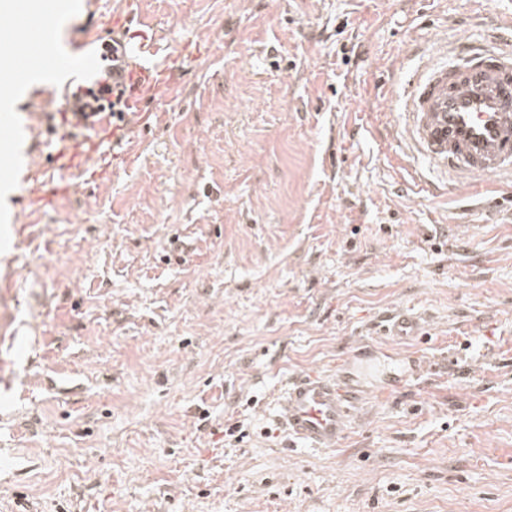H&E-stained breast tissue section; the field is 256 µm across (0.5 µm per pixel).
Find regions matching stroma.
I'll use <instances>...</instances> for the list:
<instances>
[{
	"instance_id": "stroma-1",
	"label": "stroma",
	"mask_w": 512,
	"mask_h": 512,
	"mask_svg": "<svg viewBox=\"0 0 512 512\" xmlns=\"http://www.w3.org/2000/svg\"><path fill=\"white\" fill-rule=\"evenodd\" d=\"M154 35L167 69L122 130L47 135L37 35ZM0 0V512H512V203L417 183L388 80L512 0ZM55 197H48V190ZM420 315L427 339L384 336ZM436 363L336 447L278 398L363 348ZM242 425V441L227 428Z\"/></svg>"
}]
</instances>
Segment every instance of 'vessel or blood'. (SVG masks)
<instances>
[{"label":"vessel or blood","mask_w":512,"mask_h":512,"mask_svg":"<svg viewBox=\"0 0 512 512\" xmlns=\"http://www.w3.org/2000/svg\"><path fill=\"white\" fill-rule=\"evenodd\" d=\"M149 53L141 43L112 51L95 28H87L57 56L51 80L37 93L47 95L63 82L79 84L84 92L100 88L97 61L125 60L133 54L145 58ZM397 84L403 117L400 141L437 175L436 191L450 195L463 186L512 191L511 23L499 27L491 45L462 39L439 44L435 55ZM386 331L399 339L425 335L419 319L404 311L389 317ZM380 363L385 369L381 386L387 391L428 372L419 359L389 350L381 352ZM361 393L348 362L332 377L299 375L284 392L281 423L289 436L312 447H334Z\"/></svg>","instance_id":"vessel-or-blood-1"}]
</instances>
